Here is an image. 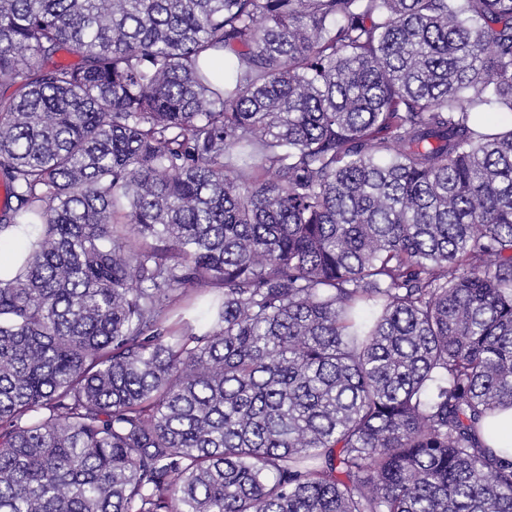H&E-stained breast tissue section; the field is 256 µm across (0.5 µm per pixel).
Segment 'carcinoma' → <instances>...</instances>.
<instances>
[{
  "mask_svg": "<svg viewBox=\"0 0 512 512\" xmlns=\"http://www.w3.org/2000/svg\"><path fill=\"white\" fill-rule=\"evenodd\" d=\"M2 86L0 512H512V0H0ZM31 230V224H17L16 227L12 228L9 233V240H12L14 244L8 247L1 246L0 248V277L4 273L13 272L17 264V254L22 244L29 237ZM483 438L498 453L506 450L512 457V408L501 410L487 419Z\"/></svg>",
  "mask_w": 512,
  "mask_h": 512,
  "instance_id": "carcinoma-1",
  "label": "carcinoma"
}]
</instances>
